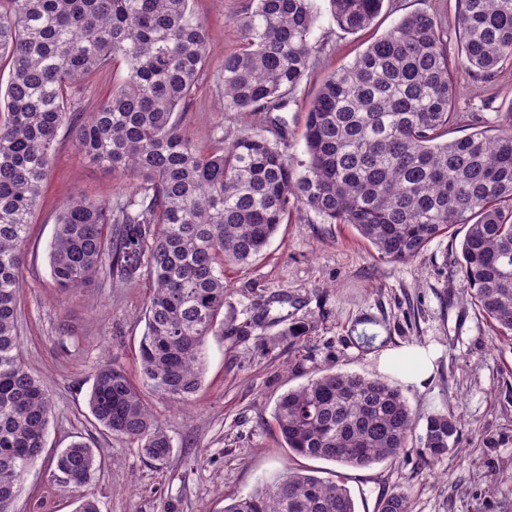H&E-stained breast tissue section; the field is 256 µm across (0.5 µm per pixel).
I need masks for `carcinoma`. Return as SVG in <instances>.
<instances>
[{
	"label": "carcinoma",
	"instance_id": "obj_1",
	"mask_svg": "<svg viewBox=\"0 0 512 512\" xmlns=\"http://www.w3.org/2000/svg\"><path fill=\"white\" fill-rule=\"evenodd\" d=\"M329 2L336 25L353 33L383 0ZM237 26L241 48L221 69L224 111L268 112L269 126L203 148L174 119L209 69L207 27L191 0H0V69H9L0 88V512H15L52 414L50 385L20 352L18 320L29 226L64 125L79 151L134 183L112 203L68 198L49 246L51 278L69 292L101 275L149 277L142 386L174 402L198 391L206 340L224 329V265L258 256L293 208L351 225L394 261L466 225L463 288L512 337V113L492 132L446 139L457 118L453 68L489 78L512 59V0H459L455 58L432 15H405L324 80L306 115L305 160L288 153L279 112L312 64L311 0H256ZM109 66L125 74L95 111H80L86 81ZM88 406L106 431L168 460L170 437L123 368L97 367ZM273 418L294 456L352 468L397 459L415 442L433 463L457 448L461 429L460 416L437 413L418 435L396 383L341 370L288 390ZM56 466L82 487L101 460L75 441ZM224 512L357 510L341 480L290 469ZM378 512H409L407 494L381 499Z\"/></svg>",
	"mask_w": 512,
	"mask_h": 512
}]
</instances>
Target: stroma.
Masks as SVG:
<instances>
[{
    "mask_svg": "<svg viewBox=\"0 0 512 512\" xmlns=\"http://www.w3.org/2000/svg\"><path fill=\"white\" fill-rule=\"evenodd\" d=\"M192 6L209 28L211 63L182 127L205 147L219 133L231 139L262 132L265 114L225 111L218 83L225 55L240 46L236 21L250 0H193ZM313 6L312 65L284 111L289 151L301 159L307 106L324 78L403 16L418 10L434 15L449 53L460 42L459 0H384L371 27L353 34L337 27L327 0ZM453 84L460 117L449 138L479 125L495 127L499 114L512 110V61L489 82L456 69ZM130 183L127 173L78 154L68 130H60L30 227L20 299L21 352L32 373L49 382L53 410L45 453L23 477L17 512H75L84 496L95 499L99 512H223L231 499L299 465L339 470L357 512H377L380 498L395 491L407 493L410 512H512V341L500 337L462 291L466 228L460 224L416 258L396 262L380 257L348 225L293 213L262 255L225 268L224 333L208 339L197 394L176 407L146 392L171 438L168 461L156 464L135 442L97 425L87 400L99 363L114 362L132 380L140 378L141 312L150 283L143 278L116 288L102 277L90 288L61 293L50 276L48 247L69 193L110 203L129 192ZM280 293L287 294L286 304L274 303ZM265 310L271 321L257 323ZM279 315L304 325L305 334L281 335L273 322ZM365 333L376 342L365 345ZM406 346L431 351L435 359L430 379L419 387L403 384L404 396L421 421L436 412L461 414L458 449L428 464L412 447L396 460L361 469L289 453L273 420L280 395L323 369L394 378L381 355ZM80 439L102 464L89 484L76 488L63 482L56 455Z\"/></svg>",
    "mask_w": 512,
    "mask_h": 512,
    "instance_id": "1",
    "label": "stroma"
}]
</instances>
